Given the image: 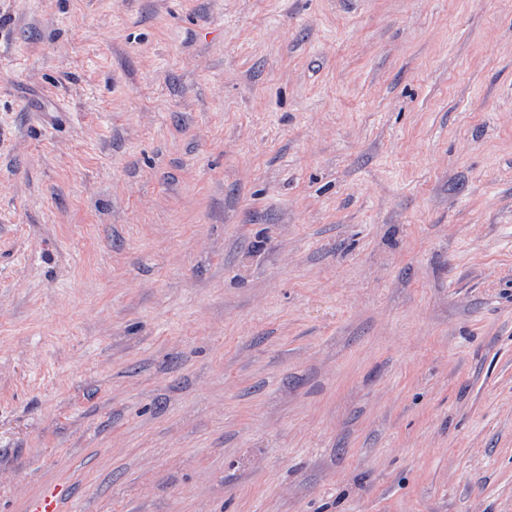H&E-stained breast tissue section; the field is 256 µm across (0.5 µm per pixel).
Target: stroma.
Wrapping results in <instances>:
<instances>
[{"label": "stroma", "mask_w": 512, "mask_h": 512, "mask_svg": "<svg viewBox=\"0 0 512 512\" xmlns=\"http://www.w3.org/2000/svg\"><path fill=\"white\" fill-rule=\"evenodd\" d=\"M512 512V0H0V512ZM64 490L59 485H49L29 498L25 512H61Z\"/></svg>", "instance_id": "obj_1"}]
</instances>
